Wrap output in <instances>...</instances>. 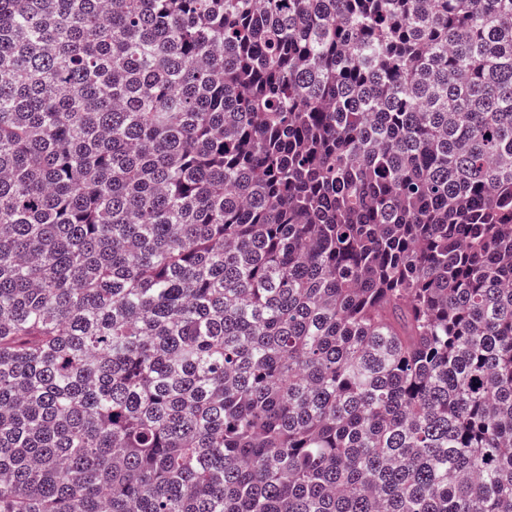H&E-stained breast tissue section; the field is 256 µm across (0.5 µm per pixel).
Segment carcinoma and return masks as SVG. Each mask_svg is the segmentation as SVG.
I'll use <instances>...</instances> for the list:
<instances>
[{
    "label": "carcinoma",
    "instance_id": "1",
    "mask_svg": "<svg viewBox=\"0 0 512 512\" xmlns=\"http://www.w3.org/2000/svg\"><path fill=\"white\" fill-rule=\"evenodd\" d=\"M0 512H512V0H0Z\"/></svg>",
    "mask_w": 512,
    "mask_h": 512
}]
</instances>
